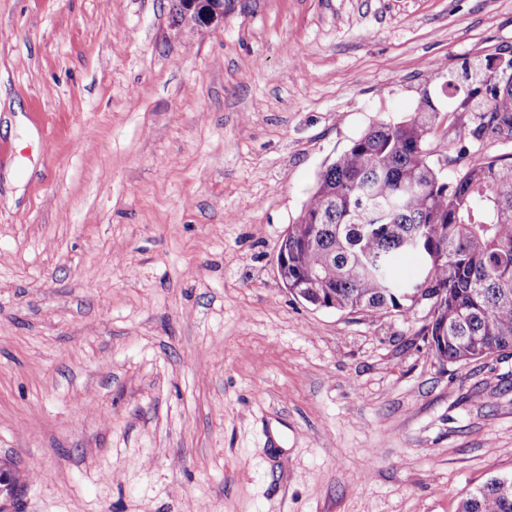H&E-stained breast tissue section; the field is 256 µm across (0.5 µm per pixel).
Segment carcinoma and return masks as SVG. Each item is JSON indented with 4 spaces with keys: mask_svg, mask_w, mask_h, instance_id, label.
<instances>
[{
    "mask_svg": "<svg viewBox=\"0 0 512 512\" xmlns=\"http://www.w3.org/2000/svg\"><path fill=\"white\" fill-rule=\"evenodd\" d=\"M470 97L485 102L477 133L512 138V76ZM439 118L427 100L407 121L375 124L320 173L279 241L280 278L321 309L382 318L425 306L418 335L440 362L468 364L512 350V154L450 179L430 155ZM410 254L429 262L405 282ZM459 512H512V476L489 479Z\"/></svg>",
    "mask_w": 512,
    "mask_h": 512,
    "instance_id": "carcinoma-1",
    "label": "carcinoma"
}]
</instances>
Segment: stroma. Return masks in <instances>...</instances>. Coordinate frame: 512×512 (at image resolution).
Segmentation results:
<instances>
[{
  "label": "stroma",
  "instance_id": "1",
  "mask_svg": "<svg viewBox=\"0 0 512 512\" xmlns=\"http://www.w3.org/2000/svg\"><path fill=\"white\" fill-rule=\"evenodd\" d=\"M509 59L512 0H0V512H457L512 474V355L439 362L426 309L277 270L319 174L423 97L446 173L512 152L467 98ZM224 2L223 0H181L177 2L180 11H194L201 13L202 21H198L196 26H209L219 24L224 21Z\"/></svg>",
  "mask_w": 512,
  "mask_h": 512
}]
</instances>
